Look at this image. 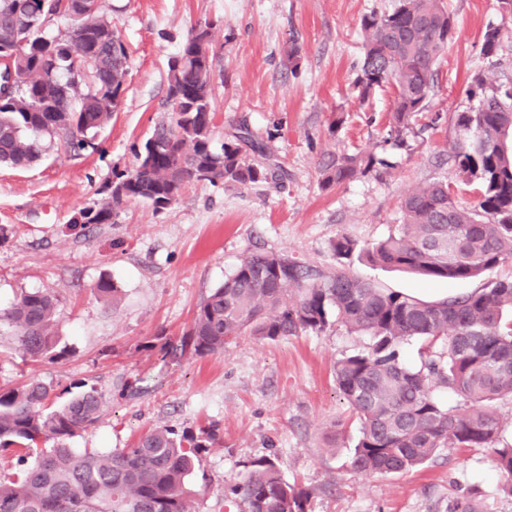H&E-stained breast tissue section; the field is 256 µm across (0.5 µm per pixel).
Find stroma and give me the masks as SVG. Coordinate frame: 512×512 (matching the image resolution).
I'll return each mask as SVG.
<instances>
[{
  "instance_id": "obj_1",
  "label": "stroma",
  "mask_w": 512,
  "mask_h": 512,
  "mask_svg": "<svg viewBox=\"0 0 512 512\" xmlns=\"http://www.w3.org/2000/svg\"><path fill=\"white\" fill-rule=\"evenodd\" d=\"M447 2L456 37L439 62L429 111L397 147L387 140L393 88L364 102L354 86L361 19L393 0H103L129 54L121 109L92 147L73 152L57 140L28 169L0 168V309L25 292L56 295V327L71 353L23 359L0 324V389L33 379L60 395L76 382L95 386L103 412L67 442L81 451L128 448L155 427H215L220 443L202 453L192 476L195 512H228L225 492L244 480L251 460L268 455L285 481L308 492L307 512H448L457 490L472 488L481 512H512L488 448L444 450L403 475L352 470L359 426L332 373L367 336L335 324L276 341L243 336L203 357L165 358L146 347L161 334L180 340L244 254L273 251L332 270L340 264L331 249L337 234L362 246L386 238L404 195L425 182H447L462 203L476 199L475 184L439 156L460 138L454 116L471 107L466 90L476 74L512 85V15L499 0ZM205 22L214 146L246 121L287 178L194 182L163 211L131 204L111 223H75L80 210L107 198L114 172L133 169L135 145L170 120L168 61ZM492 24L502 36L490 63L480 49ZM293 41L301 63L291 70L284 58ZM358 152L383 166L322 188L324 160ZM343 264L426 301L477 291L486 280H427L357 255ZM102 282L116 295L99 294Z\"/></svg>"
}]
</instances>
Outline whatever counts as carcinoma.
Here are the masks:
<instances>
[{
    "mask_svg": "<svg viewBox=\"0 0 512 512\" xmlns=\"http://www.w3.org/2000/svg\"><path fill=\"white\" fill-rule=\"evenodd\" d=\"M63 0H0V68L21 71V81L0 97V164L23 169L41 157L46 140L61 137L83 149L122 105L128 52L101 11L87 29H69L24 43L15 35L19 16L41 26ZM363 63L356 77L360 97L396 90L389 138L398 142L428 111L437 87V62L455 37L444 0H395L393 9L363 16ZM501 30L489 26L481 48L493 58ZM168 69L173 116L155 126L138 148L132 170L113 174L109 196L91 224H107L129 203L171 207L192 182L251 184L280 176L266 146L250 138L245 124L212 147V59L209 42L191 30ZM478 98L458 112L455 124L473 133L455 142L448 161L465 180L477 181V200L461 206L448 184L431 181L402 201L401 223L385 239L364 248L345 233L332 250L339 260L363 253L375 265L448 280L476 279L512 262V88L502 92L481 73L467 89ZM264 162H249L241 144ZM379 163L372 154L332 155L322 170L325 189L365 175ZM56 299L23 293L5 313L18 349L32 359L69 354L55 323ZM366 333L364 351L338 360L336 389L359 421L351 467L361 475L403 474L429 462L443 448H491L512 497V444L499 446L504 423L496 402L512 398V278L485 283L479 291L440 301L385 288L267 251L241 257L224 283L196 310L180 343L163 336L164 355L205 356L249 334L278 340L320 333L333 323ZM421 342L420 364L402 357L404 345ZM54 405L52 385L42 381L0 390V450L17 453V470L0 480V512H193L189 487L202 452L218 441L215 428L179 433L152 429L130 448L108 453L77 451L65 442L95 424L103 410L94 386L75 385ZM461 399L445 407L435 392ZM241 512H306L307 493L286 482L276 458L249 462L246 479L229 489Z\"/></svg>",
    "mask_w": 512,
    "mask_h": 512,
    "instance_id": "carcinoma-1",
    "label": "carcinoma"
}]
</instances>
